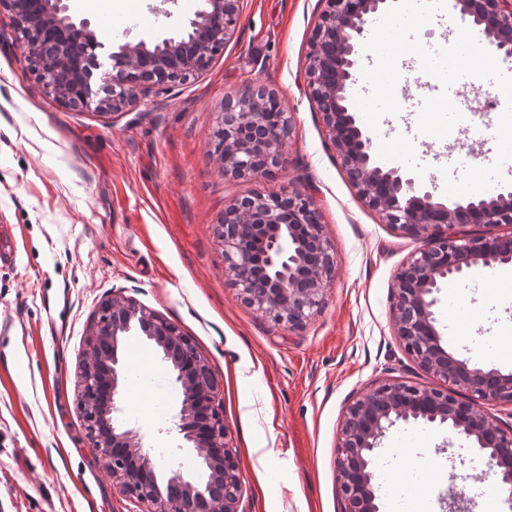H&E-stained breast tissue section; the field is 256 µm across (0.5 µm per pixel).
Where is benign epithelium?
I'll return each mask as SVG.
<instances>
[{
	"label": "benign epithelium",
	"instance_id": "7a95c632",
	"mask_svg": "<svg viewBox=\"0 0 512 512\" xmlns=\"http://www.w3.org/2000/svg\"><path fill=\"white\" fill-rule=\"evenodd\" d=\"M239 0H202L188 21L189 34L166 37L152 50L126 42L112 52L111 68L94 75L99 47L88 21H74L66 0H0L16 19L20 46L44 90L67 107L96 103L114 111L133 105L146 85L176 81L203 69L220 53L238 19ZM390 0H326L311 41L306 86L319 104L336 160L360 199L421 246L395 275L390 310L404 351L437 380L435 386L381 379L345 409L338 435L336 470L342 512H380L373 489L375 449L393 427H444L484 454L499 497L512 506V426L489 412L491 403L512 405V371L472 363L448 350L439 330L444 280L473 267L512 264V236L462 237L458 224H512V190L469 196L448 204L407 171L384 167L357 119L349 89L357 82L356 44L370 17ZM462 15L482 26L488 48L512 57V0H454ZM107 96L102 97L100 93ZM214 154L224 177L257 181L287 163L290 117L276 96L248 87L224 102ZM225 272L242 300L276 325L300 330L325 303L335 253L324 235L313 197L296 189L252 192L224 209L218 231ZM139 331L167 363L183 398L178 430L213 472L206 490L167 465L181 494L164 492L140 430L121 418L122 340ZM92 343L111 350L88 353L78 384V410L93 448L121 494L149 512H240V476L220 411L219 383L179 328L130 297H112L89 325Z\"/></svg>",
	"mask_w": 512,
	"mask_h": 512
}]
</instances>
